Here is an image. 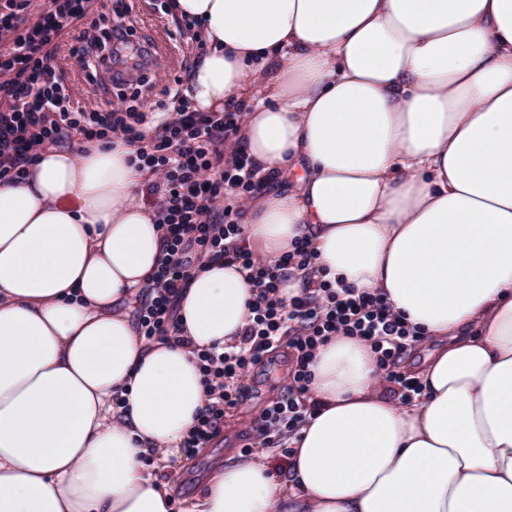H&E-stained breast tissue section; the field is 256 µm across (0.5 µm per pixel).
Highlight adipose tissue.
I'll return each mask as SVG.
<instances>
[{
	"label": "adipose tissue",
	"mask_w": 512,
	"mask_h": 512,
	"mask_svg": "<svg viewBox=\"0 0 512 512\" xmlns=\"http://www.w3.org/2000/svg\"><path fill=\"white\" fill-rule=\"evenodd\" d=\"M207 52L204 112L252 101L238 139L279 189L253 251L295 240L325 279L385 295L437 347L398 403L355 337L320 346L317 407L284 472L227 457L191 512H512V0H173ZM121 140L50 148L0 182V512H173L152 450L208 402L191 352L232 343L252 283L218 260L177 305L192 342L121 307L163 253L154 178ZM122 399L114 410L113 399Z\"/></svg>",
	"instance_id": "adipose-tissue-1"
}]
</instances>
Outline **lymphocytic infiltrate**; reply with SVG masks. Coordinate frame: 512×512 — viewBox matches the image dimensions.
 <instances>
[{"mask_svg":"<svg viewBox=\"0 0 512 512\" xmlns=\"http://www.w3.org/2000/svg\"><path fill=\"white\" fill-rule=\"evenodd\" d=\"M91 10L92 0H0V181L23 178L44 150L71 137L105 145L121 139L131 150V162L153 171L152 204L165 234L164 257L149 278L138 314L146 342L184 344L176 305L204 260L224 259L249 271L254 293L248 322L235 343L221 351H195L208 402L183 441L185 454L193 455L220 432L226 414L248 398L245 377L283 341L292 357L291 381L286 394L253 421L260 444L288 440L311 414L307 394L314 352L336 336L368 342L384 381L410 398L415 383L396 365L415 333L382 294L321 280L284 299L279 288L286 270L315 269L309 243L274 257L243 244V202L274 177L260 173L242 148H230L241 113L197 110L179 85L173 91L177 110L168 112L165 102H158L160 118L149 125L147 113L137 106L144 89L153 86L147 78L132 88L130 106H72L66 73L57 62L66 35L77 33V62L89 81L98 82L107 73L108 59L121 57L134 32L119 22L87 23Z\"/></svg>","mask_w":512,"mask_h":512,"instance_id":"1","label":"lymphocytic infiltrate"}]
</instances>
